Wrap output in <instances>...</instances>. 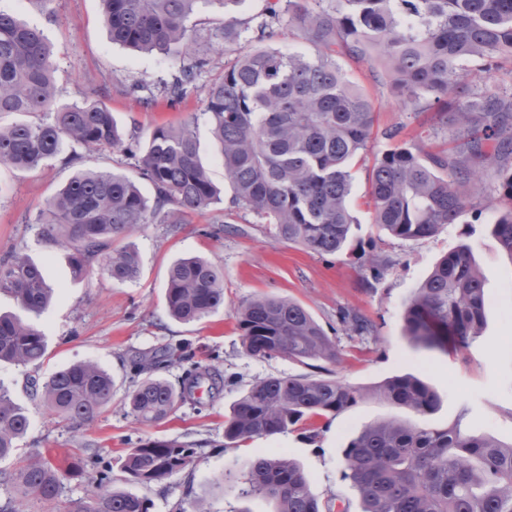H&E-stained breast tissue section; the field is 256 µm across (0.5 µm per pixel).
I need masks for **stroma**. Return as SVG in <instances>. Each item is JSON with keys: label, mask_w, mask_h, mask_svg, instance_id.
I'll return each instance as SVG.
<instances>
[{"label": "stroma", "mask_w": 512, "mask_h": 512, "mask_svg": "<svg viewBox=\"0 0 512 512\" xmlns=\"http://www.w3.org/2000/svg\"><path fill=\"white\" fill-rule=\"evenodd\" d=\"M0 8L16 13L48 38L58 68L60 101L104 102L125 131L142 137L161 124L194 120L212 177L224 184V165L203 113L202 95L195 92L176 101L158 94L146 105L129 91L141 80L154 85L170 81L179 61L112 44L101 23L100 0H53L49 14L37 0H0ZM345 68L354 82L367 84L376 121L371 153L353 161L350 207L357 223L351 249L343 254L318 255L276 241L260 219L224 202L193 213L185 224H146L129 232L123 242L139 254L137 280L118 284L97 272L77 280L68 250L42 238L34 222L47 198L70 177L71 168L59 157L31 171L0 165V253L14 248L26 254L59 290L55 302L35 319L48 342L45 359L27 367L0 363V381L29 410L31 427L19 443L21 454L48 448L61 468L81 464V471L64 481L63 501L87 497L94 473L83 462L97 453L111 469L113 487L146 499L149 512H193L199 500L210 512H272L269 500L241 496L222 478L229 470H247L255 457L285 455L300 465L319 499L336 497L347 504L348 512H362L358 494L341 480L340 470L347 443L368 423L397 417L445 428L458 421L469 433L512 443V256L492 232L500 208L495 178L489 172L483 176L487 190L475 202L481 213L478 219L445 226L436 236L418 241L381 233L372 222L367 190L374 154L390 145L385 130L399 123L411 132L432 129L426 142L432 151L446 147L448 133L435 128L431 113L404 110L386 86L367 83L364 67L349 62ZM463 244L471 248L485 281L488 302L482 333L455 353L414 348L402 330L406 301L435 264ZM373 253L390 255L395 261L377 278L365 264ZM188 256L207 258L223 269L224 304L202 320L185 324L168 315L165 290L169 266ZM257 295L301 303L334 335L340 351L334 370L343 381L369 389L386 378L412 373L439 395L438 409L420 417L369 397L352 409L327 416L318 435L293 429L255 439L242 448L226 447L224 416L243 392L270 375L308 371L292 360L245 353L235 312ZM344 311L371 320L374 335H346L339 322ZM179 345L185 348V358L164 364L159 377L176 385L189 369L207 366L221 375L223 387L195 393L159 425L137 422L122 402L135 379L134 359ZM83 361L106 368L115 380L116 393L95 421L75 430L31 399L28 381L46 380L52 372ZM146 438L190 446L196 455L189 466L161 481L127 484L120 462Z\"/></svg>", "instance_id": "1"}]
</instances>
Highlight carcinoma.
I'll return each mask as SVG.
<instances>
[{
  "label": "carcinoma",
  "mask_w": 512,
  "mask_h": 512,
  "mask_svg": "<svg viewBox=\"0 0 512 512\" xmlns=\"http://www.w3.org/2000/svg\"><path fill=\"white\" fill-rule=\"evenodd\" d=\"M241 0H102L101 20L112 43L139 53L183 60L200 38L219 43L244 35L263 42L288 18L295 34L316 48L313 57L259 47L224 66L215 80L198 85L209 61L180 65L163 92L183 99L204 94L210 123L230 183L231 206L251 212L270 235L317 254L344 252L356 223L348 201L354 190L352 161L370 151L375 124L367 92L352 84L340 64H364L374 81L413 110H432L451 131L448 150L425 149V136L405 126L386 130L390 148L374 156L369 179L373 223L387 236L413 241L459 223L482 193L476 178L491 170L505 211L494 223L501 248L512 256V0H267L264 13L233 16ZM200 3L219 4L224 27L201 34L189 26ZM469 70L500 73L481 87L463 81ZM57 67L42 30L0 9V116L24 119L0 125V164L32 170L70 147L65 164L110 147L131 161L123 170L85 167L50 196L34 223L40 235L70 250L72 274L87 277L99 266L115 283L136 280L140 258L114 242L141 224H185L189 213L224 202L211 178L194 122L155 127L142 142L123 138L112 109L100 101L61 105ZM48 113V122L27 120ZM151 188L147 196L140 187ZM373 277L392 265L385 254L368 257ZM0 292L26 313L49 306L53 288L43 268L14 250L0 255ZM169 316L201 320L224 304L223 271L190 256L172 263L165 291ZM487 297L466 245L444 255L407 300L404 333L416 346L448 352L480 337ZM246 354L287 357L326 372L270 375L253 383L224 420V438L237 447L355 407L374 395L420 415L434 411L438 394L421 378L404 374L363 390L328 368L339 359L336 338L291 299L263 296L235 312ZM358 336L374 331L362 315L341 316ZM46 337L17 314L0 315V362L27 366L43 361ZM184 358L165 348L134 363L138 377L123 401L134 419L156 424L174 413L209 375L190 372L174 386L154 372ZM115 394L112 375L99 364L78 362L45 380L35 397L74 427L97 418ZM460 419L447 428L387 418L365 425L348 443L341 479L354 488L363 512H512V444L471 435ZM29 411L0 382V461L15 456L29 431ZM195 449L175 441L147 439L122 461L125 480L148 485L187 467ZM64 475L47 451H34L5 474L3 483L21 492L20 508L0 512H57ZM224 482L245 496L271 500L275 512H332L320 502L301 468L288 458L260 457L245 472L224 473ZM69 512H148L146 500L112 487L101 470L91 496Z\"/></svg>",
  "instance_id": "obj_1"
}]
</instances>
